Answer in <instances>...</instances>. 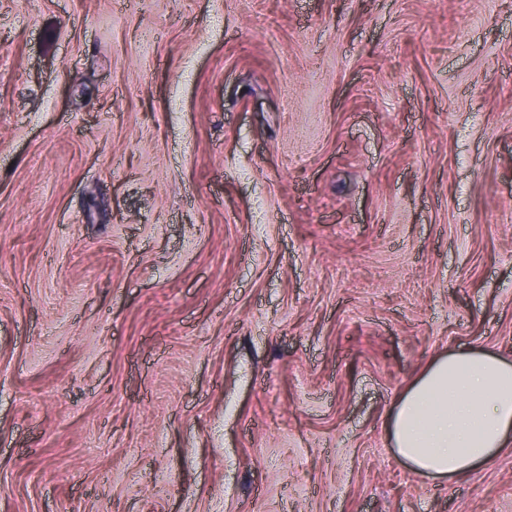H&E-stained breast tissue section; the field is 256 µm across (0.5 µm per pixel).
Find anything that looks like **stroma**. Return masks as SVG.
I'll return each instance as SVG.
<instances>
[{
    "label": "stroma",
    "instance_id": "35a3bbf8",
    "mask_svg": "<svg viewBox=\"0 0 512 512\" xmlns=\"http://www.w3.org/2000/svg\"><path fill=\"white\" fill-rule=\"evenodd\" d=\"M512 359V0H0V512H512L413 473ZM395 452L420 476L453 479L510 445L512 361L474 348L436 357L391 416Z\"/></svg>",
    "mask_w": 512,
    "mask_h": 512
}]
</instances>
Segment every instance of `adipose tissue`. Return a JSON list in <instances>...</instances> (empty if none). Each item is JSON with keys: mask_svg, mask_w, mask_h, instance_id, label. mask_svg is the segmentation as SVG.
<instances>
[{"mask_svg": "<svg viewBox=\"0 0 512 512\" xmlns=\"http://www.w3.org/2000/svg\"><path fill=\"white\" fill-rule=\"evenodd\" d=\"M392 446L418 475L460 478L512 446V360L474 348L436 357L404 391Z\"/></svg>", "mask_w": 512, "mask_h": 512, "instance_id": "ef3b65f1", "label": "adipose tissue"}]
</instances>
